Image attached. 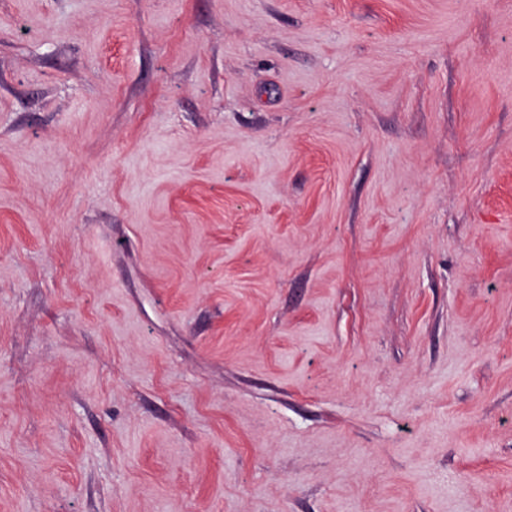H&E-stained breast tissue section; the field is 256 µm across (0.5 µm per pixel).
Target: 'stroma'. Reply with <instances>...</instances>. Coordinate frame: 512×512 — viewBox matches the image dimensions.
<instances>
[{
	"label": "stroma",
	"instance_id": "35a3bbf8",
	"mask_svg": "<svg viewBox=\"0 0 512 512\" xmlns=\"http://www.w3.org/2000/svg\"><path fill=\"white\" fill-rule=\"evenodd\" d=\"M0 512H512V0H0Z\"/></svg>",
	"mask_w": 512,
	"mask_h": 512
}]
</instances>
